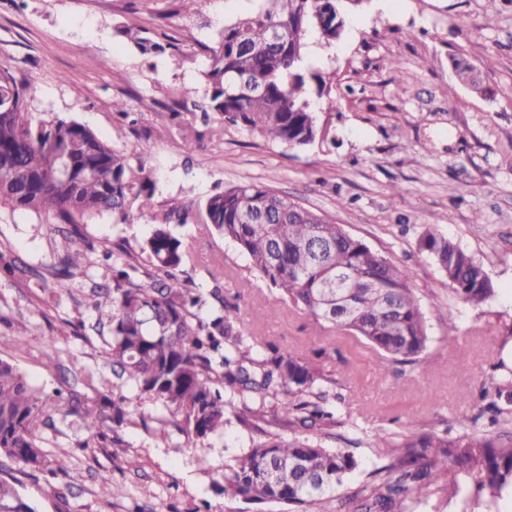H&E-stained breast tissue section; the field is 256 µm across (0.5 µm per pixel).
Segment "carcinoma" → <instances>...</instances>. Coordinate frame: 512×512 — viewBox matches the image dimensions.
<instances>
[{
  "instance_id": "1",
  "label": "carcinoma",
  "mask_w": 512,
  "mask_h": 512,
  "mask_svg": "<svg viewBox=\"0 0 512 512\" xmlns=\"http://www.w3.org/2000/svg\"><path fill=\"white\" fill-rule=\"evenodd\" d=\"M363 0H261L244 18L224 24L212 46H204L201 111L211 135L224 137V124L297 150L324 142L330 128L317 123L311 102L335 112L333 75L302 72L306 37L315 31L328 46L345 34L346 5ZM288 40L271 38L274 26ZM143 55L165 47L147 29L119 30ZM457 83L474 92L489 90L462 53L450 58ZM37 82L18 83L0 71V207L45 213L64 238H81L80 224L110 214L132 224L154 209L149 176H136L125 152L102 141L84 125L62 118L35 124L26 112ZM206 223L233 243L278 298L331 331L347 332L390 362L416 364L430 336L421 299L408 269L374 251L327 216L256 183H240L209 196ZM185 224L188 212L172 210L137 246L103 250L112 287L93 290L91 307L108 327L112 389L89 405L75 392L56 398L32 387L13 364L0 359V459L55 476L66 471L59 458L48 467L36 431L66 407L79 417L96 445L121 448L118 429L137 418L153 423L151 434L166 439L173 427L193 443L205 444L235 422L255 434L247 451L224 463L217 492L227 500L273 503L292 512H408L409 503L432 497L490 505L512 492V436L490 438L474 424L448 437L446 431L373 435L383 465L373 479L352 484L360 461L350 448H326L318 439L345 426L336 406V380L325 367L288 351L266 357L241 329L238 307L220 289L192 288L191 262L170 227ZM448 279L456 296L478 307L495 294L484 265L453 240L427 230L418 239ZM95 252L93 244L67 252L55 276L71 278ZM132 389L166 414L152 416L131 406L121 391ZM512 403L503 387L482 399L492 421ZM112 412V434L101 431L103 409ZM0 512H35L16 479L0 463Z\"/></svg>"
}]
</instances>
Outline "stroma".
<instances>
[{"label": "stroma", "mask_w": 512, "mask_h": 512, "mask_svg": "<svg viewBox=\"0 0 512 512\" xmlns=\"http://www.w3.org/2000/svg\"><path fill=\"white\" fill-rule=\"evenodd\" d=\"M256 6L199 0L187 14L179 0H0V70L19 81L37 77L39 92L27 104L33 121L81 123L128 152L132 169L149 173L152 214L132 224L108 214L88 220L81 227L87 241L133 245L157 217L187 208L188 223L173 231L193 259L194 285L221 288L259 342L320 357L346 419L328 445L357 441L360 482L381 464L374 431L456 434L462 417H477L483 387L512 379V0H365L335 45L309 35L305 63L335 73L340 108L316 111L333 140L303 151L233 125L218 140L202 118V48L225 21ZM127 26L147 28L165 52L140 54L119 34ZM458 52L492 96L455 86L449 57ZM395 60L400 68H392ZM242 182L269 186L342 224L408 268L422 300L447 298L450 315L426 310L432 341L421 365L384 361L354 338L322 330L250 275L245 257L199 214L209 195ZM51 222L42 213L0 208V244L28 269L0 275V359L47 395L66 380L79 391L86 376L99 385L112 379L109 333L87 298L91 287L108 284V272L96 253L84 273L52 277L74 244ZM429 228L483 262L495 288L490 301L475 308L453 295L418 250ZM77 320L82 336L64 332L65 322ZM21 326L29 336L19 347L13 333ZM47 336L61 350L56 370L44 366ZM38 434L67 467L53 477L15 465L36 512H193L203 500L214 512H282L215 493L225 460L250 445L234 424L205 446L177 433L157 441L138 423L121 429L124 448L90 446L80 419L60 414Z\"/></svg>", "instance_id": "obj_1"}]
</instances>
